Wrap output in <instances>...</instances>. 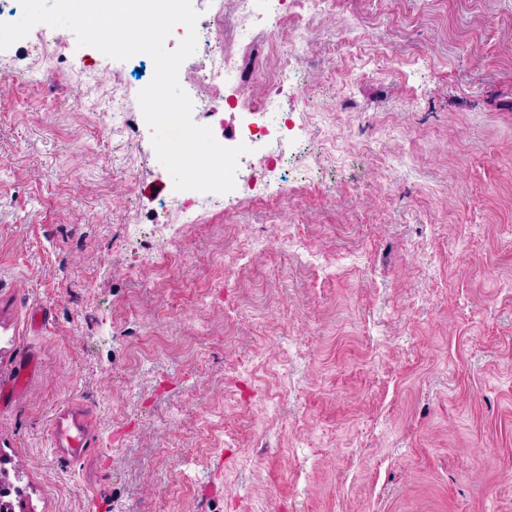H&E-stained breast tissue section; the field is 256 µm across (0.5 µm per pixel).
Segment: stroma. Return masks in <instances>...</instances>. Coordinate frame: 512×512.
Masks as SVG:
<instances>
[{
	"mask_svg": "<svg viewBox=\"0 0 512 512\" xmlns=\"http://www.w3.org/2000/svg\"><path fill=\"white\" fill-rule=\"evenodd\" d=\"M222 35L238 96L198 124L232 136L272 94L296 143L263 200L245 155L195 224L149 126L105 124L140 112L134 63L89 69L69 30L0 56L10 481L31 512H512V0H327ZM69 405L100 447L75 468ZM80 410L76 406L61 409L51 425L54 445L69 448L65 461L72 465L82 464L98 449L97 441L87 429Z\"/></svg>",
	"mask_w": 512,
	"mask_h": 512,
	"instance_id": "1",
	"label": "stroma"
}]
</instances>
